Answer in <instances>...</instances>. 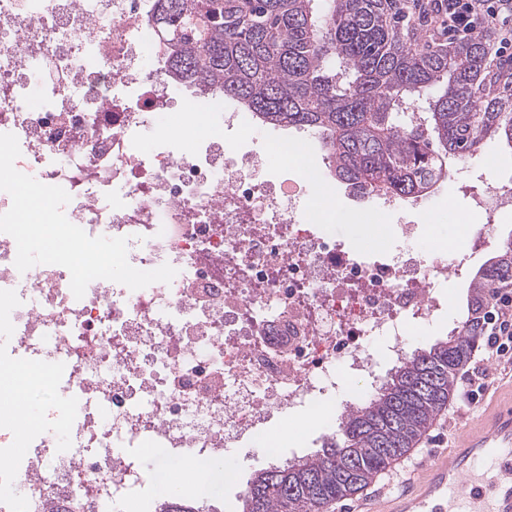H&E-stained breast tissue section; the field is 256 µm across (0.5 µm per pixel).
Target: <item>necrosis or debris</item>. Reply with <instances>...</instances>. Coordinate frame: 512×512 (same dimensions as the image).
Segmentation results:
<instances>
[{"label": "necrosis or debris", "instance_id": "1", "mask_svg": "<svg viewBox=\"0 0 512 512\" xmlns=\"http://www.w3.org/2000/svg\"><path fill=\"white\" fill-rule=\"evenodd\" d=\"M172 77L150 0H0V512H104L169 464L401 360L435 323L446 251L359 262L301 214L309 186L153 115Z\"/></svg>", "mask_w": 512, "mask_h": 512}]
</instances>
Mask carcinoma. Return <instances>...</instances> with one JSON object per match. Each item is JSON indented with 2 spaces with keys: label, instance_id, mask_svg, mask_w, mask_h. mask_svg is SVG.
I'll return each mask as SVG.
<instances>
[{
  "label": "carcinoma",
  "instance_id": "1",
  "mask_svg": "<svg viewBox=\"0 0 512 512\" xmlns=\"http://www.w3.org/2000/svg\"><path fill=\"white\" fill-rule=\"evenodd\" d=\"M167 67L230 99L263 127L319 140L334 179L368 197L415 201L448 161L497 140L512 151V89L489 58L491 35L420 52L386 0H152ZM512 280V248L471 277L462 327L414 350L311 455L255 469L238 512H328L405 456L448 405L484 334L490 289ZM154 512H207L173 493Z\"/></svg>",
  "mask_w": 512,
  "mask_h": 512
}]
</instances>
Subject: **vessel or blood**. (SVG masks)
<instances>
[{
	"mask_svg": "<svg viewBox=\"0 0 512 512\" xmlns=\"http://www.w3.org/2000/svg\"><path fill=\"white\" fill-rule=\"evenodd\" d=\"M412 484L363 512H512V404L496 402L468 422Z\"/></svg>",
	"mask_w": 512,
	"mask_h": 512,
	"instance_id": "1",
	"label": "vessel or blood"
}]
</instances>
